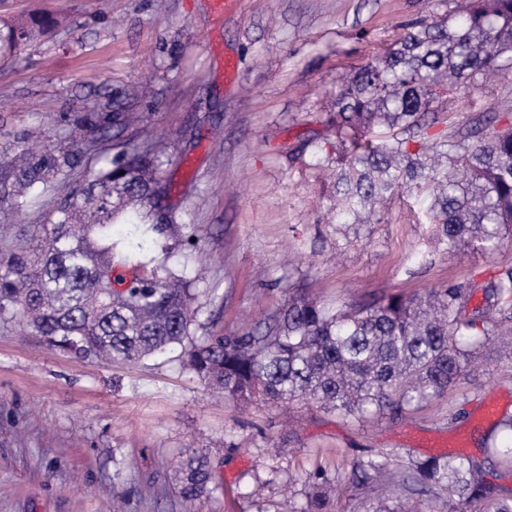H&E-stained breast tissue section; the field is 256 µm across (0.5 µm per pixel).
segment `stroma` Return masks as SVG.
<instances>
[{"label":"stroma","mask_w":512,"mask_h":512,"mask_svg":"<svg viewBox=\"0 0 512 512\" xmlns=\"http://www.w3.org/2000/svg\"><path fill=\"white\" fill-rule=\"evenodd\" d=\"M208 2L167 0L159 14L152 0H0L2 14L39 7L61 20L29 63L0 68V151L32 127L63 139L75 112L115 98L142 110L169 156L170 205L211 257L185 262L179 236L168 239L169 266L202 275L208 290L199 339L239 330L244 316L260 320L299 292L356 303L454 284L477 305V282L512 263V246L455 258L402 192L379 221L333 224L334 180L303 149L325 134L343 78L383 54L402 23L442 21L452 0H241L221 23ZM130 84L141 98L125 96ZM438 105L460 125L491 112L512 120V75ZM483 357L444 397L358 421L306 401L242 408L215 397L177 353L107 365L0 315V512H112L116 492L125 512H183L173 471L202 447L219 479L198 512H279L285 499L302 512L318 472L336 486L329 512H363L356 460L482 456L491 431L482 405L495 399L512 415V354L491 343ZM494 434L495 446L512 445V432Z\"/></svg>","instance_id":"obj_1"}]
</instances>
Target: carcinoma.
Here are the masks:
<instances>
[{"label": "carcinoma", "instance_id": "1", "mask_svg": "<svg viewBox=\"0 0 512 512\" xmlns=\"http://www.w3.org/2000/svg\"><path fill=\"white\" fill-rule=\"evenodd\" d=\"M60 20L33 12L0 18V64H23L27 51ZM512 68V0H456L448 19L404 25L376 60L358 70L336 96L328 121L335 139L309 142L314 166H336V224L397 191L425 194V216L453 254L463 246L493 250L512 235V125L486 117L470 129L430 108L458 87ZM76 134L91 137L131 128L154 139L155 151L134 161L112 157L84 171L77 188L57 186L78 163L75 145L30 135L16 153L0 154V213L20 215L42 201L44 224L0 245V312L63 352L103 363H138L181 347L180 363L209 389L236 403L310 400L330 413L364 419L417 409L448 393L465 372L481 366L480 352L499 341L512 346V265L486 283L484 303L467 306L454 285L423 295L389 293L350 304L293 295L237 334L190 339L196 324L199 277L167 264L168 246L152 252L110 239L114 224H143L162 238L179 231L171 213L161 224L153 202L163 183V142L140 111L79 112ZM131 279L112 278L115 266ZM485 461L428 456L407 462L360 459L352 481L370 490L365 512H399L373 495L381 481L391 495L430 494L468 512H512V496L486 480ZM187 508L211 491L207 454L192 450L175 469ZM330 483L313 485L303 512H325Z\"/></svg>", "mask_w": 512, "mask_h": 512}]
</instances>
